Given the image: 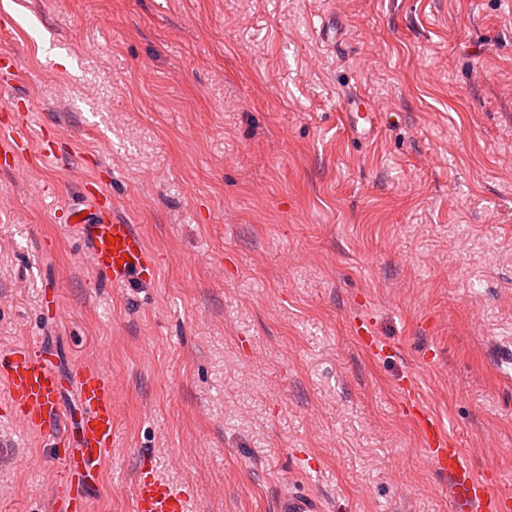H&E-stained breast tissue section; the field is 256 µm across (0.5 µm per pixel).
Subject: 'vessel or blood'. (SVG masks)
Returning <instances> with one entry per match:
<instances>
[{
  "label": "vessel or blood",
  "instance_id": "vessel-or-blood-1",
  "mask_svg": "<svg viewBox=\"0 0 512 512\" xmlns=\"http://www.w3.org/2000/svg\"><path fill=\"white\" fill-rule=\"evenodd\" d=\"M23 112L0 123V161L11 164L28 150L20 134L29 124ZM91 209H69L68 229L87 242L92 265L105 282L120 286L129 281L154 280L158 261L144 246L133 225L119 219L108 194L93 196ZM82 408L78 422H71L63 402V380L54 363L35 339L0 349V382L17 419L37 428L53 440L64 470L82 472L100 467L112 454V379L94 367H82L71 376ZM404 406L415 418L426 460L448 482L453 498L470 512H501L507 501L494 482L476 477L462 449L453 447L437 422L405 395ZM136 512H184L185 498L153 470L140 469L133 485ZM277 512H323L320 501L288 484H281Z\"/></svg>",
  "mask_w": 512,
  "mask_h": 512
}]
</instances>
